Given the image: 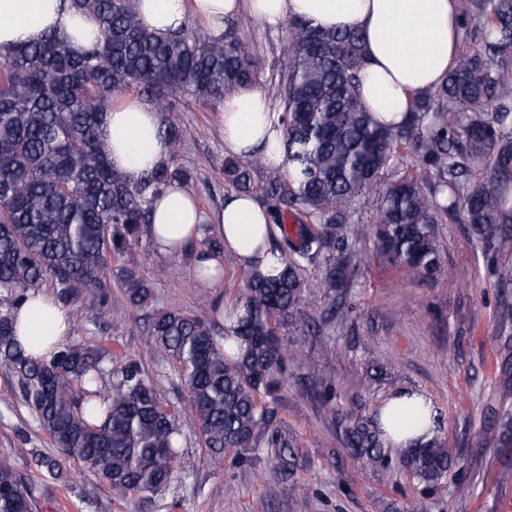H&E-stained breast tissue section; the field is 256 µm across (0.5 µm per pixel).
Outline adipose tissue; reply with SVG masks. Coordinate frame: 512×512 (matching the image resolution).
<instances>
[{
    "instance_id": "1",
    "label": "adipose tissue",
    "mask_w": 512,
    "mask_h": 512,
    "mask_svg": "<svg viewBox=\"0 0 512 512\" xmlns=\"http://www.w3.org/2000/svg\"><path fill=\"white\" fill-rule=\"evenodd\" d=\"M142 22L158 32L184 26L188 17L206 22L221 36L225 20L249 14L277 29L291 19L320 28L357 29L365 38L361 97L385 125L405 121L416 98L434 90L460 59L461 18L457 0H135ZM64 31L74 50L95 44L100 34L85 13L61 0H0V46L30 44ZM225 152L244 157L260 151L266 164L282 167L283 130L265 93L245 88L224 98L220 114ZM163 119L149 103L131 100L107 112L103 127L113 167L138 179L166 159ZM212 224L224 251L246 269L268 272L269 221L253 197L231 194L221 210L205 214L183 184L174 182L152 200L149 233L160 249L174 253ZM18 347L35 359H50L72 333L68 309L52 295L29 291L11 310ZM423 393L400 389L383 403L380 421L387 445L399 450L429 441L435 428L419 420L430 412Z\"/></svg>"
}]
</instances>
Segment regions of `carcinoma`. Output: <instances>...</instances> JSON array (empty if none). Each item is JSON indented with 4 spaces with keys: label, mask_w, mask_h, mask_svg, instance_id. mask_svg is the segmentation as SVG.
I'll return each instance as SVG.
<instances>
[{
    "label": "carcinoma",
    "mask_w": 512,
    "mask_h": 512,
    "mask_svg": "<svg viewBox=\"0 0 512 512\" xmlns=\"http://www.w3.org/2000/svg\"><path fill=\"white\" fill-rule=\"evenodd\" d=\"M101 31L99 44L75 52L53 32L34 44L0 47V293L9 303L49 278L62 305L82 299L92 320L117 277L128 302L149 306L152 289L125 265L151 224L152 197L173 181L191 179L178 164L187 130L166 117L167 159L129 179L109 160L103 117L113 97L136 91L162 113L190 97L220 102L256 86L261 60L228 26L200 39L181 28H146L134 0H69ZM465 20H482L484 52L464 55L436 89L418 97L398 127L376 124L364 108L358 73L363 38L355 29L323 30L288 21L290 60L278 78L286 174L271 175L258 154L224 158V180L265 206L276 274L249 270L236 293L233 324L180 310L149 319L146 341L158 359L175 360L199 437L220 453L260 446L288 455V438L271 427L263 401L284 382L288 345L279 329L313 320L319 296L350 286L352 255L336 225L341 207L363 192L378 194L375 248L412 282L457 279L445 264L435 225L460 219L484 255H512V65L495 57L512 46V0H458ZM492 176L470 182L472 172ZM304 220L289 226L291 210ZM323 265L320 280L304 272ZM10 314L0 316V364L19 378L24 405L60 454L79 462L123 496L157 492L181 456L180 429L164 404L163 387L127 360L111 369L108 352L67 343L49 360L26 356L14 342ZM336 425L358 459L382 453L379 417L336 410ZM512 439V415L486 430ZM404 463L427 485L448 473V449L434 437L408 451ZM0 512H32V494L12 466L0 464Z\"/></svg>",
    "instance_id": "obj_1"
}]
</instances>
